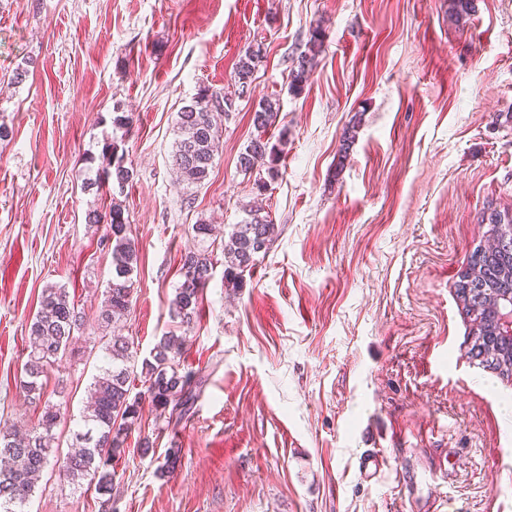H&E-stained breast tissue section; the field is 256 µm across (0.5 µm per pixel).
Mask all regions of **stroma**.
I'll return each mask as SVG.
<instances>
[{"label": "stroma", "instance_id": "1", "mask_svg": "<svg viewBox=\"0 0 512 512\" xmlns=\"http://www.w3.org/2000/svg\"><path fill=\"white\" fill-rule=\"evenodd\" d=\"M0 0V427L66 403L60 454L104 353L94 324L112 277L88 210L122 204L140 262L124 336L148 357L176 330L170 304L192 224L231 231L261 201L278 232L243 285L215 263L180 358L205 383L164 428L150 406L112 462L111 512H512V380L470 353L456 284L490 207L512 209V0ZM323 50L301 92L289 72L312 31ZM262 44L248 97L235 66ZM29 74L11 84L13 70ZM208 86L233 97L214 168L177 182L176 115ZM278 99L279 174L237 168L251 116ZM122 193L84 190L112 141ZM359 120L346 162L338 151ZM90 322L48 372L17 383L46 285ZM153 446L142 453L139 444ZM174 477L160 476L166 453ZM387 455L375 476L364 452ZM88 483L46 468L28 512H101Z\"/></svg>", "mask_w": 512, "mask_h": 512}]
</instances>
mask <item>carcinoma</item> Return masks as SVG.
Instances as JSON below:
<instances>
[{"label": "carcinoma", "instance_id": "cac0c4a2", "mask_svg": "<svg viewBox=\"0 0 512 512\" xmlns=\"http://www.w3.org/2000/svg\"><path fill=\"white\" fill-rule=\"evenodd\" d=\"M323 45L322 35L313 31L307 52L300 56L291 72L290 89L300 92L308 82ZM261 46H249L236 64L234 81L246 89L261 59ZM224 92L203 87L190 104L177 112L175 123L173 165L180 180L202 184L212 171L219 152L223 130L215 114L224 109ZM278 100L262 98L253 109V125L260 132L239 155V169L244 174L267 171L269 178L278 175L277 148L262 137L279 117ZM102 174L105 180L122 190L133 171L119 153L118 143L112 142V152L102 154ZM89 224L105 226L103 240L112 249V278L107 284L99 310L102 348L107 354L106 365L93 377L89 386L90 403L81 416L74 433L78 449L64 456L57 454L54 428L62 417L58 404L45 402L38 427L16 434L0 429V512H25L39 474L50 464L57 466L72 481L86 478L94 482L104 502H110L112 492V460L124 452L128 432L137 423L142 400L168 414L166 423H179L191 412L202 377L180 368L178 356L185 339L174 334L160 337L143 360L146 390L143 395H131L130 375L135 371L137 352L128 338L119 334L131 311L132 275L138 268L139 249L129 236V221L121 204L112 202L107 208L91 209L86 215ZM481 222L489 225V233L497 240L494 249H474L467 269L457 284L458 296L474 330L472 350L482 357L483 349L493 345L494 353L482 357V363L502 377H512V335H507L504 318L512 311V213L495 208L483 213ZM200 247L181 254L179 269L186 276L176 288L171 303V316L181 327L190 330L198 318L214 267L213 251L206 246L212 235V225L200 222L192 225ZM276 235V225L259 210L249 209L248 219L233 225L228 238L222 241L224 278L238 288L243 272L249 270L256 256L266 253ZM85 317L75 306L68 290L50 284L41 293L39 308L29 323V355L24 365L19 387L29 396L41 397V378L48 367L66 354L74 339L84 333Z\"/></svg>", "mask_w": 512, "mask_h": 512}]
</instances>
